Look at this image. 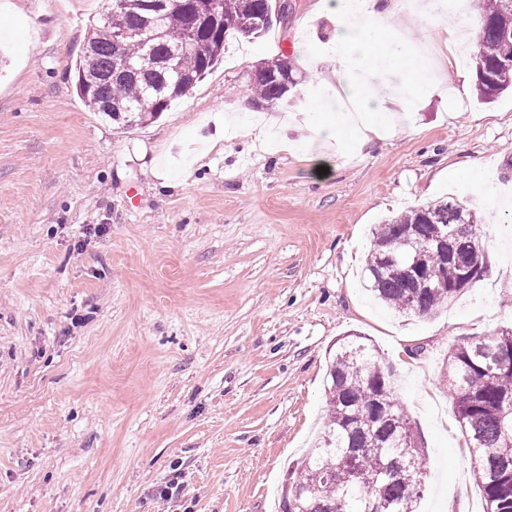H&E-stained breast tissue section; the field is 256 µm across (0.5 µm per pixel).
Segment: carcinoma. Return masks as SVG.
Listing matches in <instances>:
<instances>
[{"label":"carcinoma","instance_id":"cac0c4a2","mask_svg":"<svg viewBox=\"0 0 512 512\" xmlns=\"http://www.w3.org/2000/svg\"><path fill=\"white\" fill-rule=\"evenodd\" d=\"M479 43L474 56L477 90L490 101L512 90V68L501 61V43L512 36V0H479ZM275 0H218L220 20L209 21L205 0H124L103 14L76 64L77 94L93 112L124 126L166 111L213 69L230 36L255 38L284 21ZM211 40L204 56L188 42L192 26ZM117 28L141 30L145 40L118 45ZM118 56L131 67L115 64ZM251 79L259 104L286 105L299 81L287 59L276 58ZM432 224H446L458 239L443 255L425 240ZM363 269L365 286L395 313L431 317L481 280L461 275L485 265V232L470 205L454 197L388 215L372 231ZM438 271L446 288H419L412 272ZM446 384L465 443L484 491L487 512H512V327L469 342L448 358ZM328 423L298 479L282 496L281 512H415L423 494L424 463L417 461L411 421L394 398L391 376L376 349L344 340L336 346L325 387Z\"/></svg>","mask_w":512,"mask_h":512}]
</instances>
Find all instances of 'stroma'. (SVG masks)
<instances>
[{"label": "stroma", "mask_w": 512, "mask_h": 512, "mask_svg": "<svg viewBox=\"0 0 512 512\" xmlns=\"http://www.w3.org/2000/svg\"><path fill=\"white\" fill-rule=\"evenodd\" d=\"M292 2L124 127L74 86L111 0H0V512H274L352 334L421 435L418 512H484L442 379L453 347L512 326V94H477L475 0L440 27L399 16L418 45L464 30L467 56L382 138L312 148L303 97L339 85L307 61L337 19ZM283 56L302 79L293 105L234 113L255 66ZM475 160L489 197L462 177ZM449 194L487 224L488 270L447 312L396 315L361 284L371 228Z\"/></svg>", "instance_id": "stroma-1"}]
</instances>
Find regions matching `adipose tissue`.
Returning <instances> with one entry per match:
<instances>
[{
	"instance_id": "1",
	"label": "adipose tissue",
	"mask_w": 512,
	"mask_h": 512,
	"mask_svg": "<svg viewBox=\"0 0 512 512\" xmlns=\"http://www.w3.org/2000/svg\"><path fill=\"white\" fill-rule=\"evenodd\" d=\"M338 17L330 63L347 75L342 93L333 101H314V112H329V123L315 127L317 140L351 135L367 142L392 118V106L407 107L419 85L437 80L449 64L447 55L426 57L412 46L404 32L389 26V19L413 9L412 0H331ZM377 76L394 79L391 102L378 99L372 88Z\"/></svg>"
}]
</instances>
